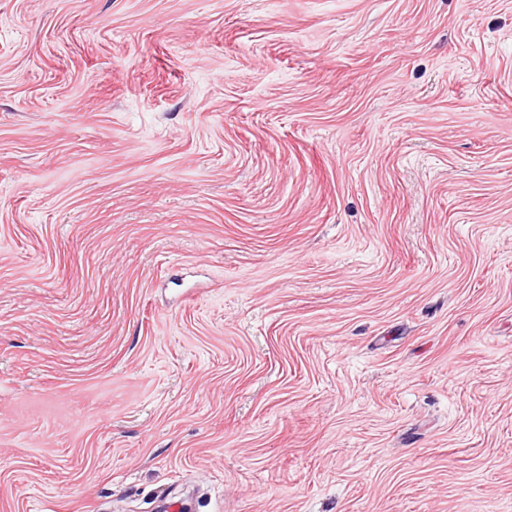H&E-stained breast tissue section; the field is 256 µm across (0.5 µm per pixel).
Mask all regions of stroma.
<instances>
[{"label":"stroma","mask_w":512,"mask_h":512,"mask_svg":"<svg viewBox=\"0 0 512 512\" xmlns=\"http://www.w3.org/2000/svg\"><path fill=\"white\" fill-rule=\"evenodd\" d=\"M512 512V0H0V512Z\"/></svg>","instance_id":"1"}]
</instances>
